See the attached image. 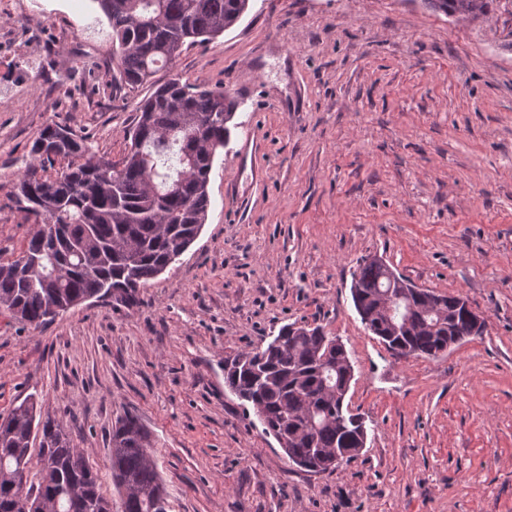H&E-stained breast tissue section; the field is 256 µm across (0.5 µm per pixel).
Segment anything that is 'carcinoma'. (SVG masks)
Masks as SVG:
<instances>
[{
	"mask_svg": "<svg viewBox=\"0 0 512 512\" xmlns=\"http://www.w3.org/2000/svg\"><path fill=\"white\" fill-rule=\"evenodd\" d=\"M111 29L112 86L142 85L196 43L234 27L249 0H92ZM449 17L477 18L491 0H423ZM236 102L224 89L192 85L173 73L139 107L122 157L96 156L65 124L44 126L30 148L13 196L36 230L13 261L0 262V307L38 328L93 298L138 290L180 259L208 214L209 179L230 137ZM55 234L42 242L45 229ZM410 282L388 277V265L365 259L353 272L352 298L366 329L399 356L435 358L472 336L460 297L434 291L389 315L388 295ZM354 369L345 346L320 326L285 325L268 345L242 352L224 367V382L250 403L287 458L308 472L336 470L332 460L359 454L366 433L345 398ZM38 447H32L33 443ZM151 436L126 414L112 427V483L122 512H168V495L151 452ZM32 478L14 482L22 453ZM0 512H112L100 477L63 423L26 397L0 416Z\"/></svg>",
	"mask_w": 512,
	"mask_h": 512,
	"instance_id": "1",
	"label": "carcinoma"
}]
</instances>
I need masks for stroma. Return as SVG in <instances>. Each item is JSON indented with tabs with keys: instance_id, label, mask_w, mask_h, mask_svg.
I'll return each instance as SVG.
<instances>
[{
	"instance_id": "1",
	"label": "stroma",
	"mask_w": 512,
	"mask_h": 512,
	"mask_svg": "<svg viewBox=\"0 0 512 512\" xmlns=\"http://www.w3.org/2000/svg\"><path fill=\"white\" fill-rule=\"evenodd\" d=\"M92 0H0V261L35 226L12 195L48 123L119 159L151 85L109 89ZM237 102L191 249L139 291L33 328L0 310V414L28 396L99 471L137 416L169 512H512V0L463 21L423 0H251L159 70ZM382 258L465 297L482 335L395 357L362 324L352 273ZM289 323L345 344L365 448L336 471L288 462L224 358Z\"/></svg>"
}]
</instances>
